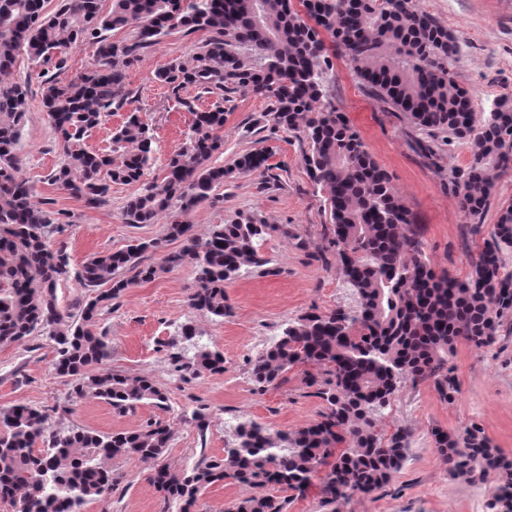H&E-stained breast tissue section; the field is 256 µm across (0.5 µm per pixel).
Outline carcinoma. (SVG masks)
Instances as JSON below:
<instances>
[{
    "instance_id": "obj_1",
    "label": "carcinoma",
    "mask_w": 512,
    "mask_h": 512,
    "mask_svg": "<svg viewBox=\"0 0 512 512\" xmlns=\"http://www.w3.org/2000/svg\"><path fill=\"white\" fill-rule=\"evenodd\" d=\"M113 30L129 31L126 42H112ZM179 31H203L209 38L190 61L169 64L156 79L175 95L191 85L218 99L193 111L191 134L167 159L162 181L130 198L122 215L136 225L165 217V238L181 241L182 248L158 265H145L142 254L160 249L162 240H140L72 269L64 246L49 241L68 213L34 202L31 186L19 176L28 90L10 78L16 59L24 53L60 72L75 45L94 47V63L79 76L46 80L41 104L65 154L51 181L96 208L108 182H137L154 165L153 137L131 113L113 132L112 153L90 152L84 140L126 103L124 69ZM338 52L372 96L423 134L416 145L426 156L437 157L441 143L469 144L470 160L451 169L448 186L473 231L481 232L493 173L512 169V96L499 98L487 114L476 111L473 94L451 71L458 36L415 0H111L108 10L103 0H60L50 14L45 0H0V344L45 333L56 345V371L73 381L76 397L116 409L165 404L152 380L98 369L109 346L94 324L99 311L134 283L151 281L186 257L197 267L191 306L222 319L231 313L225 285L268 264L260 240L288 234L253 214L216 224L204 237L184 220L229 179L256 175L264 188L277 181L262 148L227 167L210 165L224 146V101L241 88L268 103L263 118L271 133L282 130L305 145L302 161L328 215L339 273L357 295L354 313L308 312L288 323L252 364L253 381L263 388L298 365L329 367L330 378L317 391L326 402L320 420L290 434L242 421L223 458L190 471L176 474L163 464L172 432L159 422L117 434L50 433L46 417L33 408L1 409L0 499L9 500L14 512H83L112 489L107 461L122 456L153 466L164 512H192L202 488L228 479L302 496L318 475L324 504L341 512L350 493L380 490L402 466L408 432L384 435L375 422L401 384L429 382L452 403L458 385L448 361L456 346L496 343L512 313V273L503 271L501 257L512 247V203L499 208L468 277L432 267L387 170L344 113L321 106ZM70 277L86 291L77 318L57 302L58 281ZM103 285L108 289L97 291ZM175 371L222 372L224 355L201 348L191 360H176ZM431 437L451 477L475 483L495 472V500L512 499V457L479 427L458 435L435 427ZM39 442L46 449L36 452ZM226 512H283V504L258 494Z\"/></svg>"
}]
</instances>
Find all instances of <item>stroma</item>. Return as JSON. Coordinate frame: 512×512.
I'll use <instances>...</instances> for the list:
<instances>
[{
    "mask_svg": "<svg viewBox=\"0 0 512 512\" xmlns=\"http://www.w3.org/2000/svg\"><path fill=\"white\" fill-rule=\"evenodd\" d=\"M459 36L456 80L469 88L477 111H491L494 101L512 95V0H416ZM205 35L176 32L145 51L127 69L129 98L122 110L103 118L85 140L86 149L105 153L113 130L128 113H139L153 134L156 164L142 181L111 184L105 205L86 207L50 180L63 162V149L40 105L42 66L18 58L11 78L28 90L30 111L20 142L21 175L31 185L35 201L52 198L71 215L70 224L51 240L63 244L71 267L98 253L126 249L141 239L162 237L163 223L133 225L122 217L126 201L145 183L161 179L165 160L185 143L193 123V108L209 107L214 95L187 87L174 97L155 73L176 61H188ZM327 98L344 112L367 149L388 171L411 217V230L421 240L436 269L465 278L472 270L484 232L495 224L502 204L512 203V170L493 176L490 207L481 233H474L457 196L448 188L451 169L466 165L467 145L457 143L443 152L438 165L412 148L413 131L401 113L372 97L355 79L344 58L333 60ZM268 104L240 89L224 104V147L211 162L233 163L254 149L271 152L278 166V185L262 188L255 176L227 183L215 201L199 205L186 218L197 236L239 214H253L265 223L287 226V234L267 236L261 252L270 274H243L228 284L232 312L216 319L189 302L197 268L185 260L154 280L135 284L104 308L96 330L106 336L110 356L104 370L146 376L165 393L164 407L143 402L121 412L94 398H72L71 382L59 376L57 353L47 335L34 334L0 345V408L26 405L46 417L51 432L85 428L108 434L135 430L149 422L167 425L172 438L164 461L179 473L224 455L243 420L257 421L274 431H294L319 420L325 409L317 395L325 370L301 365L288 370L274 385L262 388L251 367L282 325L310 311L355 309L356 299L337 271L329 247L321 207L302 161V144L290 134L270 133L262 119ZM194 329L193 341L182 339L183 328ZM224 355V370L196 376L173 372L169 357L193 356L196 347ZM449 364L459 393L446 402L428 383L403 382L389 405L376 416L378 431L397 428L410 433L402 468L372 494L352 493L343 512H491L498 484L495 474L474 484L451 478L436 452L430 431L441 427L461 432L478 426L503 453L512 456V316L505 319L497 342L476 350L462 344ZM116 483L108 494L89 502L84 512H162L160 497L149 480L150 467L135 457L109 462Z\"/></svg>",
    "mask_w": 512,
    "mask_h": 512,
    "instance_id": "stroma-1",
    "label": "stroma"
}]
</instances>
